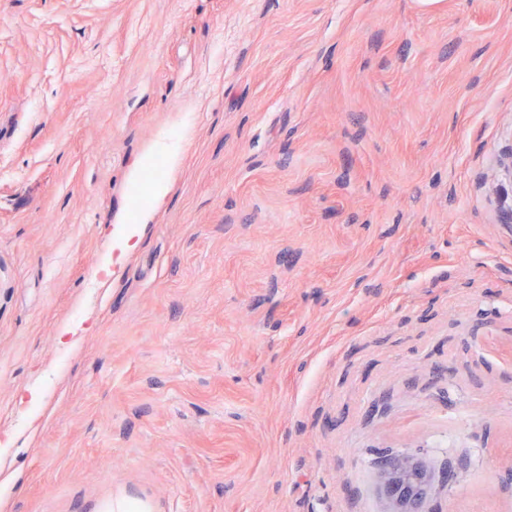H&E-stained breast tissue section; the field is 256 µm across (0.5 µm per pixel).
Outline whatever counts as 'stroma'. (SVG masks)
<instances>
[{
  "mask_svg": "<svg viewBox=\"0 0 512 512\" xmlns=\"http://www.w3.org/2000/svg\"><path fill=\"white\" fill-rule=\"evenodd\" d=\"M511 156L512 0H0V512H512ZM143 227V224L124 225L112 235L114 250L118 255H123L137 246ZM383 456L389 496L402 504L400 512H420L419 503L423 496L427 472L411 456Z\"/></svg>",
  "mask_w": 512,
  "mask_h": 512,
  "instance_id": "1",
  "label": "stroma"
}]
</instances>
